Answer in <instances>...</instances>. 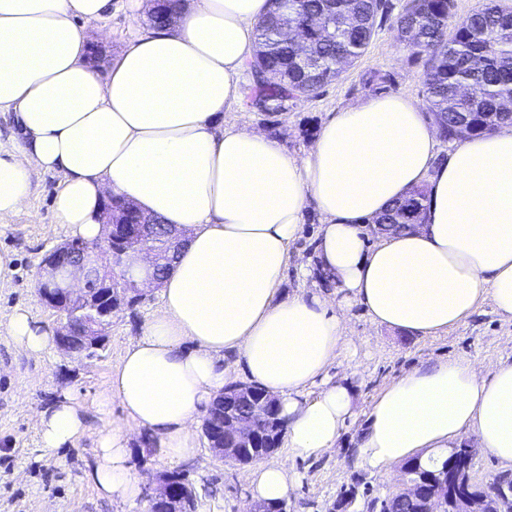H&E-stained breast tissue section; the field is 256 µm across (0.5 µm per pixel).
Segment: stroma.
Segmentation results:
<instances>
[{"instance_id":"1","label":"stroma","mask_w":512,"mask_h":512,"mask_svg":"<svg viewBox=\"0 0 512 512\" xmlns=\"http://www.w3.org/2000/svg\"><path fill=\"white\" fill-rule=\"evenodd\" d=\"M110 40L101 46L98 73H106L112 58L150 27L149 17L131 12L124 0H113ZM392 18L379 20L375 37L363 56L339 80L319 95L286 102L280 112H260L241 105L225 113L226 123L258 128L280 138L292 152L308 151L329 113L382 92L402 93L423 100L422 68L397 41ZM62 180L57 172L34 170L33 193L26 207L0 217V253L10 254L13 272L0 281V512H144L146 501L130 506L99 496L84 474L93 462L94 438L101 421L93 399L108 384L128 342L141 334L161 303L159 289H152L136 306L115 313L108 329V343L100 359L79 362L59 350L33 359L16 351L8 333L16 309L28 310L46 329L55 316L38 293L39 265L55 245L69 240L63 225L53 218L52 201ZM320 216L308 210L300 238L292 245V268L281 285L290 294L302 288L321 287L319 275L298 276L297 265L315 266V246ZM348 329L356 352L349 377L357 392L355 416L342 430L336 451L318 459L290 458L287 448L271 455L299 477L288 502L290 512H327L338 494L357 486L369 497L384 496L401 480L400 468L371 471L352 453L374 397L408 370L427 362L464 355L484 366L512 358V320L499 315L490 300L448 333L414 337L373 324L361 306L348 314ZM74 395L84 406L89 431L75 445L45 454L39 446L37 411L62 394ZM190 460L162 459L155 445L134 436L129 461L132 473L155 478L157 473L179 471L196 492V512H242L248 495L251 466L216 458L206 438Z\"/></svg>"}]
</instances>
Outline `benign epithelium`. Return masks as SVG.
Returning a JSON list of instances; mask_svg holds the SVG:
<instances>
[{"label":"benign epithelium","mask_w":512,"mask_h":512,"mask_svg":"<svg viewBox=\"0 0 512 512\" xmlns=\"http://www.w3.org/2000/svg\"><path fill=\"white\" fill-rule=\"evenodd\" d=\"M186 233L171 231L158 238L153 224L140 220L138 224H124L112 218V204L105 206L102 218V236L94 242L66 241L44 256L40 263L39 294L45 304L57 316L55 336L59 349L70 353V344L79 340L92 350L105 348L106 328L112 315L123 303L140 301L144 289L135 283L123 292L113 287L114 271H124L129 262L148 260L146 277L158 281L157 267L170 261L181 245ZM78 285H73L75 276ZM91 313L82 323L72 320L77 313ZM255 396L253 387L235 384L221 392L230 401ZM212 453L227 462L237 463L243 449L257 443L254 426L249 420H241L232 411L217 427L203 429ZM229 433L235 446H224V434ZM149 500L170 505L172 512H194L190 485L175 483L166 472L156 479V487L148 494ZM406 498L414 501L417 512H432L431 500L420 496L419 487L407 486ZM455 512H512V481L504 479L494 497H487L481 490V482L472 469L466 470L464 489L450 494Z\"/></svg>","instance_id":"1"}]
</instances>
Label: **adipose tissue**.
<instances>
[{
	"label": "adipose tissue",
	"instance_id": "1",
	"mask_svg": "<svg viewBox=\"0 0 512 512\" xmlns=\"http://www.w3.org/2000/svg\"><path fill=\"white\" fill-rule=\"evenodd\" d=\"M267 10L268 0H180L173 26L132 40L102 77L89 51L110 37L112 0H0V111L19 127L0 150V216L26 205L37 167L63 173L52 210L73 237H101L110 194L188 232L159 309L96 399L103 425L87 478L111 501L143 492L132 434L167 460L194 458L198 417L240 378L277 399L292 457L333 452L354 415L353 389L329 377L352 353V306L415 336L447 332L484 298L512 319V126L443 155L419 103L390 93L335 112L302 156L264 131L225 127ZM421 185L424 224L372 237L373 220ZM311 207L318 267L336 289L279 297ZM9 336L34 358L54 345L25 310ZM86 431L70 395L38 413L45 452ZM468 436L512 465V360L407 371L374 398L353 452L385 470ZM297 482L286 465L261 464L249 498L283 501Z\"/></svg>",
	"mask_w": 512,
	"mask_h": 512
}]
</instances>
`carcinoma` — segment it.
<instances>
[{
	"instance_id": "carcinoma-1",
	"label": "carcinoma",
	"mask_w": 512,
	"mask_h": 512,
	"mask_svg": "<svg viewBox=\"0 0 512 512\" xmlns=\"http://www.w3.org/2000/svg\"><path fill=\"white\" fill-rule=\"evenodd\" d=\"M174 0H159L150 26L161 28L173 13ZM453 0H406L394 25L400 44L422 67L428 112L440 136L452 141L464 132L481 135L499 124H512V7L486 0L482 7L456 20ZM390 0H270L268 13L256 26V51L249 68L254 87L251 104L279 112L284 103L313 97L340 79L376 35L377 17L391 14ZM427 190L412 189L389 205L376 224H416L422 220ZM271 425H259L260 452L268 457L281 445L285 422L272 410ZM448 457L407 461L406 480L424 496L448 490L430 481ZM383 512H413L397 490L374 498Z\"/></svg>"
}]
</instances>
